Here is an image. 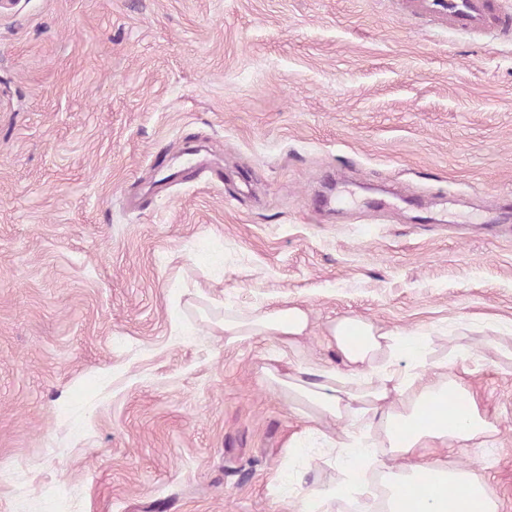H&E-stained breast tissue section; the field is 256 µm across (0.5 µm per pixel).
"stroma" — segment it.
<instances>
[{
    "mask_svg": "<svg viewBox=\"0 0 512 512\" xmlns=\"http://www.w3.org/2000/svg\"><path fill=\"white\" fill-rule=\"evenodd\" d=\"M288 304L290 360L345 316L432 336L495 431L418 460L512 512V39L411 0L0 12V512H287L278 344L211 323Z\"/></svg>",
    "mask_w": 512,
    "mask_h": 512,
    "instance_id": "1",
    "label": "stroma"
}]
</instances>
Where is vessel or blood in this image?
Instances as JSON below:
<instances>
[{"instance_id": "vessel-or-blood-1", "label": "vessel or blood", "mask_w": 512, "mask_h": 512, "mask_svg": "<svg viewBox=\"0 0 512 512\" xmlns=\"http://www.w3.org/2000/svg\"><path fill=\"white\" fill-rule=\"evenodd\" d=\"M420 10L446 15L450 26L472 31L512 33V17L502 14L495 0H414Z\"/></svg>"}]
</instances>
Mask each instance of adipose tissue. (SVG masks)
Returning <instances> with one entry per match:
<instances>
[{
	"instance_id": "adipose-tissue-1",
	"label": "adipose tissue",
	"mask_w": 512,
	"mask_h": 512,
	"mask_svg": "<svg viewBox=\"0 0 512 512\" xmlns=\"http://www.w3.org/2000/svg\"><path fill=\"white\" fill-rule=\"evenodd\" d=\"M216 327L228 345L270 336L293 349L305 339L310 319L306 309L292 305L228 314ZM326 344L337 363L262 368L263 380L276 385L308 422L287 440L286 450L315 439L337 452L345 471L336 486L299 499L298 512H328V503L336 499L360 502V512H376L355 477L360 463L383 472L385 512H498L485 484L469 469L440 460L427 465L411 461L425 448L467 447L493 429L472 392L449 373L447 362L434 361L431 337L346 317L330 326ZM332 420L345 421V428L331 430ZM371 427L379 432L377 445L386 448L385 456L372 450Z\"/></svg>"
}]
</instances>
